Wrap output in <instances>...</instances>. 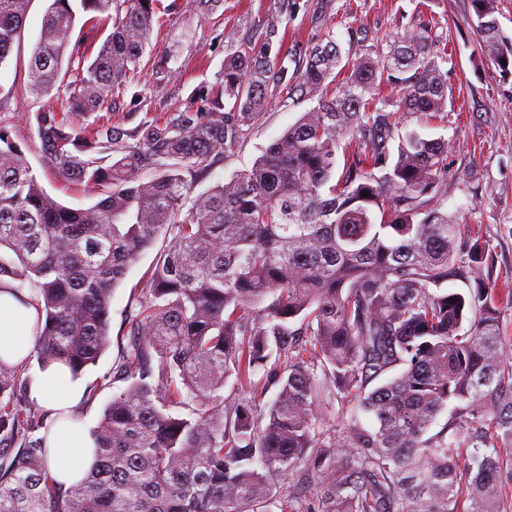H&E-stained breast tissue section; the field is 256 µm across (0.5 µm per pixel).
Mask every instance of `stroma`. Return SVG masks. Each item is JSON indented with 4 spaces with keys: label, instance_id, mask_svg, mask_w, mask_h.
I'll return each mask as SVG.
<instances>
[{
    "label": "stroma",
    "instance_id": "1",
    "mask_svg": "<svg viewBox=\"0 0 512 512\" xmlns=\"http://www.w3.org/2000/svg\"><path fill=\"white\" fill-rule=\"evenodd\" d=\"M49 4L50 0H31L21 38L9 60L0 65V126L8 127L22 145L28 163L51 196L70 207H85L91 200L83 188L45 166L36 136V115L51 100L31 91L28 65ZM275 10L276 0H224L220 14L189 20L181 14L171 16L161 34L151 38L155 53L172 51L183 58L192 54L201 58V66H189L161 84L152 72H142L137 87L140 105L123 96L116 102L117 117L127 118L133 126L139 118L132 115V107H139L140 113L185 107L192 93L214 82L224 59L225 27L235 24L241 32H248L254 22ZM331 15L340 42H347L349 30L364 25L375 33L382 54L397 34L424 25L434 40L447 45L449 58L444 68L454 94V111L427 117L399 112L395 119L399 130L414 129L426 139L450 140L448 179L440 189L444 207L467 225L472 236L490 246L496 257V275L512 278V79H502L498 68L485 59L469 0H331ZM187 22L195 30L189 42L181 38ZM313 105L308 96L273 103L260 126L232 154L215 163L212 176L197 185V192L251 168L264 149ZM164 247L160 241L143 253L112 295L111 344L81 378L83 386L100 387L92 402L77 407L86 428L96 426L113 393L122 388L121 383L105 387L101 381L118 361L130 316L139 309L144 277Z\"/></svg>",
    "mask_w": 512,
    "mask_h": 512
}]
</instances>
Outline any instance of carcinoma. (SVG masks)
I'll use <instances>...</instances> for the list:
<instances>
[{"instance_id":"1","label":"carcinoma","mask_w":512,"mask_h":512,"mask_svg":"<svg viewBox=\"0 0 512 512\" xmlns=\"http://www.w3.org/2000/svg\"><path fill=\"white\" fill-rule=\"evenodd\" d=\"M76 1L92 24L112 4L52 0L29 78L41 96L65 84L36 115L37 138L46 165L95 202L60 204L0 127V290L36 306L39 367L77 378L96 364L114 290L167 244L121 350L128 386L91 429L97 463L80 481L50 475L57 419L21 403L28 361L0 360V512H512V285L439 199L449 142L407 130L391 153L398 124L371 96L383 84L407 115L446 111L447 54L428 30L375 59L367 32L344 52L311 0H277L251 36L228 31L210 90L126 129L112 103L138 84L160 0H119L87 63ZM29 2L0 0V66ZM470 2L484 56L512 78L496 0ZM300 14L327 29L302 56L281 35ZM178 59L153 58L156 79ZM307 94L317 104L251 169L190 198L272 103ZM455 279L475 287L444 288ZM260 371L278 386L265 404L246 397ZM333 400L341 416L326 428L318 409Z\"/></svg>"}]
</instances>
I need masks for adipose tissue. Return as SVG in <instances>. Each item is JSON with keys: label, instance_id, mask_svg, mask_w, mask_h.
I'll list each match as a JSON object with an SVG mask.
<instances>
[{"label": "adipose tissue", "instance_id": "1", "mask_svg": "<svg viewBox=\"0 0 512 512\" xmlns=\"http://www.w3.org/2000/svg\"><path fill=\"white\" fill-rule=\"evenodd\" d=\"M37 310L18 301L10 291H0V359L14 363L34 350ZM34 399L43 407L65 412L82 394L79 381L67 367L53 364L38 370L31 384ZM52 477L72 484L83 477L94 461V445L83 425L58 422L48 436Z\"/></svg>", "mask_w": 512, "mask_h": 512}]
</instances>
